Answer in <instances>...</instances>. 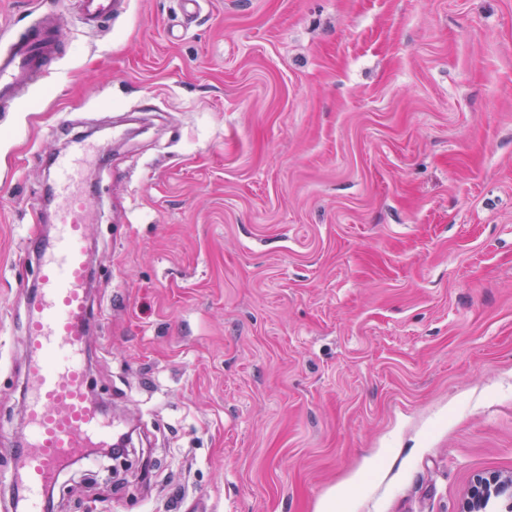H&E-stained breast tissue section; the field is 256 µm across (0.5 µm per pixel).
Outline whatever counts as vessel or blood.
Listing matches in <instances>:
<instances>
[{
  "mask_svg": "<svg viewBox=\"0 0 512 512\" xmlns=\"http://www.w3.org/2000/svg\"><path fill=\"white\" fill-rule=\"evenodd\" d=\"M77 5L80 23L99 28L125 8L126 0H77ZM61 24V14H44L0 53V106H10L21 89L47 72L60 52ZM77 162L74 156L58 159L56 230L34 248L35 295L23 329L28 432L17 466L0 473L23 491L26 512H45L46 494L64 464L105 445L100 412L86 393L85 353L100 315L89 300L92 259Z\"/></svg>",
  "mask_w": 512,
  "mask_h": 512,
  "instance_id": "vessel-or-blood-1",
  "label": "vessel or blood"
}]
</instances>
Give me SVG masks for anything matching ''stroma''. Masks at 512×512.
Segmentation results:
<instances>
[{
	"label": "stroma",
	"mask_w": 512,
	"mask_h": 512,
	"mask_svg": "<svg viewBox=\"0 0 512 512\" xmlns=\"http://www.w3.org/2000/svg\"><path fill=\"white\" fill-rule=\"evenodd\" d=\"M72 0H0L14 22ZM0 109V471L51 157L97 143L56 512H458L512 475V0H129Z\"/></svg>",
	"instance_id": "stroma-1"
}]
</instances>
